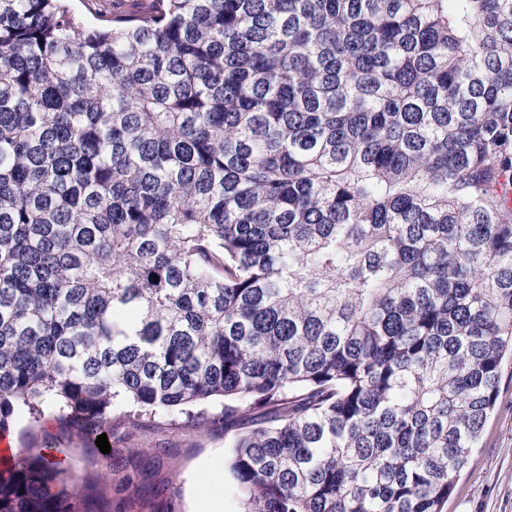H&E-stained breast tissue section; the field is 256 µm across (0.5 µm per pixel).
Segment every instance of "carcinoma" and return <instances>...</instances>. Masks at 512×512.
Listing matches in <instances>:
<instances>
[{"label":"carcinoma","mask_w":512,"mask_h":512,"mask_svg":"<svg viewBox=\"0 0 512 512\" xmlns=\"http://www.w3.org/2000/svg\"><path fill=\"white\" fill-rule=\"evenodd\" d=\"M0 0V512H444L512 357V0ZM220 403V411L213 405ZM30 425L27 417L17 416L11 419L7 434L16 436L15 447L21 446L23 443H41L45 436L56 437L64 445V448H70L72 456L80 462L81 468L96 469V466L92 464L94 459L86 453L83 441L55 420L51 406L45 410V416L41 422L34 427L32 438L25 436ZM169 420V417H157L147 436L118 448H132V445L166 448L161 461L151 463L148 472L153 485L168 481L179 485L180 496L171 505L175 512L196 510L211 495L213 484L220 487L221 499L217 494L211 496L201 512H239L231 480L224 469L228 451L224 448V428L216 427L207 432L178 429V426H171Z\"/></svg>","instance_id":"obj_1"}]
</instances>
